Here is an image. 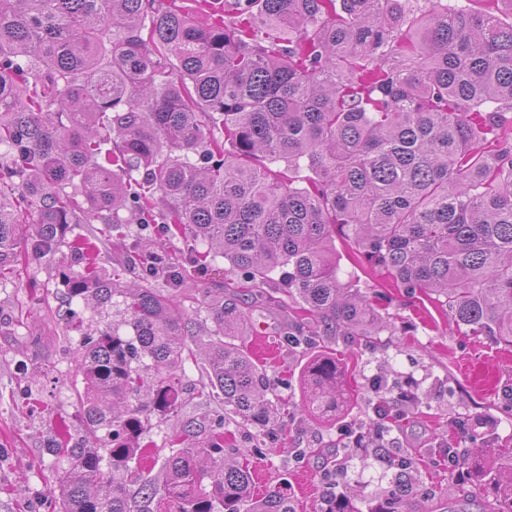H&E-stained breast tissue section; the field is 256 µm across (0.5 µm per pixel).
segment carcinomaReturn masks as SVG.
Returning a JSON list of instances; mask_svg holds the SVG:
<instances>
[{
	"label": "carcinoma",
	"instance_id": "cac0c4a2",
	"mask_svg": "<svg viewBox=\"0 0 512 512\" xmlns=\"http://www.w3.org/2000/svg\"><path fill=\"white\" fill-rule=\"evenodd\" d=\"M486 1L512 15V0H427L420 16L412 0H0V274L20 264L29 216L42 254L71 224L162 227L131 281L100 271L88 242L62 274L101 327L74 351L83 435L47 442L67 462L50 512H295L284 490L252 499L250 458L283 429L240 341L237 285L183 287L212 254L266 304L299 306L298 349L379 335L380 308L339 277L338 238L404 294L434 295L458 331L512 348V21ZM186 233L209 247L196 266L166 247ZM187 301L214 324L197 393L218 406L173 425L158 479L130 462L151 416L182 402L186 338L206 325ZM302 380L297 411L340 421L336 358L314 356ZM232 421L263 437L224 449ZM385 455L387 495L334 492L318 512L433 499L412 456ZM448 473L512 512V448L466 450Z\"/></svg>",
	"mask_w": 512,
	"mask_h": 512
}]
</instances>
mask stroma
Instances as JSON below:
<instances>
[{
  "label": "stroma",
  "mask_w": 512,
  "mask_h": 512,
  "mask_svg": "<svg viewBox=\"0 0 512 512\" xmlns=\"http://www.w3.org/2000/svg\"><path fill=\"white\" fill-rule=\"evenodd\" d=\"M124 232L120 240L108 236L100 224L72 225L51 254L27 253L15 272L0 276V512H45L43 504L56 486L59 468L46 442L78 437L81 430L75 394L81 378L73 352L83 334L97 328L99 318L85 308L69 313L61 304V273L71 247L93 238L98 266L109 272L139 242L137 225H125ZM336 253L341 278L377 298L388 318L375 342L348 344L326 336L313 346L312 351L332 353L348 368L346 420L358 427L371 417L373 376L382 374L399 383L415 378L420 400L405 419L393 423L396 447L416 458L420 474L437 492L438 512H492L491 501L482 495L463 496L447 464L435 460L431 451L458 440L451 420L460 414L494 422L492 433L475 434L468 448H495L512 440V410L506 405L512 395V348L450 330L435 302L398 296L345 243H337ZM245 302L249 327L241 343L276 382L280 404L292 410L284 444L252 462L255 497L284 487L296 512H315L327 492L325 472L339 465L344 468L339 489L366 498L388 491L393 472L372 453L344 451L346 439L339 427L295 414L300 374L310 351L289 347L287 309L267 307L251 296ZM206 406L205 398L184 395L177 417L199 415ZM174 418L152 417L143 435L142 443L150 450L145 463L154 471H161L171 453L168 437Z\"/></svg>",
  "instance_id": "obj_1"
}]
</instances>
